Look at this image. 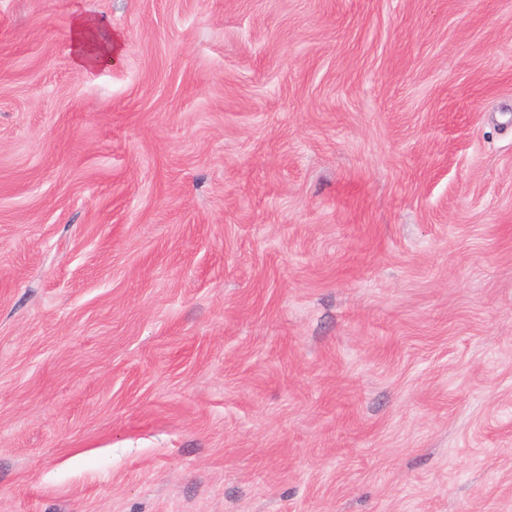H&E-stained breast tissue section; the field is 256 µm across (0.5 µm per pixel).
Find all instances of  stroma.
I'll list each match as a JSON object with an SVG mask.
<instances>
[{"mask_svg": "<svg viewBox=\"0 0 512 512\" xmlns=\"http://www.w3.org/2000/svg\"><path fill=\"white\" fill-rule=\"evenodd\" d=\"M0 512H512V0H0ZM71 45L76 67L85 76H91L102 65L112 64L118 49L112 33H103L90 19L73 23Z\"/></svg>", "mask_w": 512, "mask_h": 512, "instance_id": "obj_1", "label": "stroma"}]
</instances>
